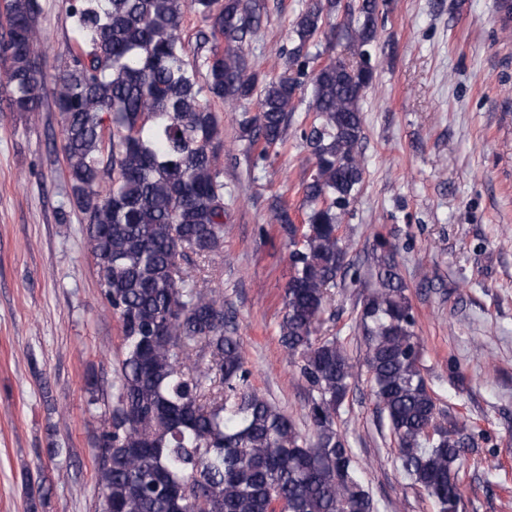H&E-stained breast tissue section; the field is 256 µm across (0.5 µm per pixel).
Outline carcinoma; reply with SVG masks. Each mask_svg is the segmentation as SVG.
Wrapping results in <instances>:
<instances>
[{"label": "carcinoma", "mask_w": 512, "mask_h": 512, "mask_svg": "<svg viewBox=\"0 0 512 512\" xmlns=\"http://www.w3.org/2000/svg\"><path fill=\"white\" fill-rule=\"evenodd\" d=\"M78 50L51 80L37 66L39 0H0V96L12 112H59L73 206L84 216L101 295L122 327L112 406L95 442L97 484L112 512H372L336 417L355 366L341 338L318 335L338 281L358 277L342 234L363 183L360 101L372 84L379 0L330 23L341 0H311L293 22V72L252 70L241 47L264 0H65ZM200 20L194 49L186 13ZM323 37L353 50L310 67ZM193 60H188V56ZM309 96L302 138L305 220L273 207L291 275L279 342L310 399L312 435L251 385L224 295L192 269L224 245L223 116L208 101L247 102L239 139L265 161L285 147L295 100ZM373 289L356 327L377 407L402 470L436 512H460L459 471L474 445L440 411L394 250L375 237Z\"/></svg>", "instance_id": "carcinoma-1"}]
</instances>
